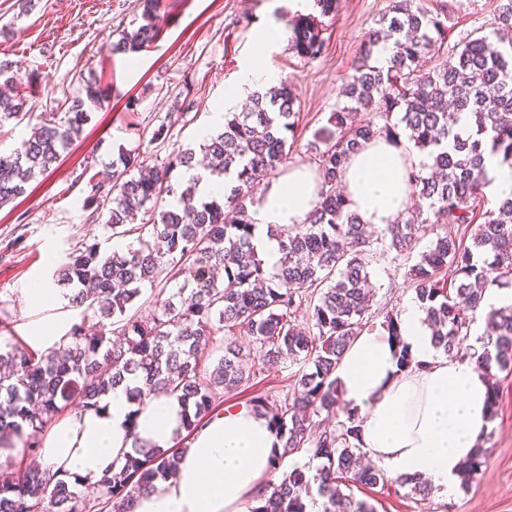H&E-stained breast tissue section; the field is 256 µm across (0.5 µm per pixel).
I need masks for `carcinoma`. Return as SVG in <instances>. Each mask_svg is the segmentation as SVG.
Listing matches in <instances>:
<instances>
[{
	"label": "carcinoma",
	"instance_id": "1",
	"mask_svg": "<svg viewBox=\"0 0 512 512\" xmlns=\"http://www.w3.org/2000/svg\"><path fill=\"white\" fill-rule=\"evenodd\" d=\"M140 4L145 24L124 33L114 50L136 53L157 36L154 0ZM495 13L492 31L464 37L425 72L420 59L448 33L447 5L428 13L415 0H393L392 15L368 33L345 78L346 102L317 133L325 145L317 167L321 188L307 222L272 229L282 252L274 272L252 244L249 207L266 180L288 169L297 99L287 81L253 95L250 111L225 113L223 131L202 145L199 159L187 151L149 162L128 156L112 165L109 182L78 176L82 206L106 216L112 238L132 241L109 255L97 243L85 244L58 270L57 282L71 289L69 304L84 308L67 341L40 354L16 343L0 348V451L11 461L10 453L24 448L17 463L0 471V512H131L133 494L167 480L181 451L133 441L123 465L99 479L91 499L65 478L27 463L43 447L48 424L70 407L98 408L123 385L138 406L151 393L165 392L191 408L183 422L190 437L223 412L224 395L250 388L255 365L284 361L299 366L293 391L280 401L254 395L248 405L268 418L283 441L274 465L301 453L318 465L311 475L293 468L272 492L257 493L250 512H309L314 491L322 512H377L353 492L387 483L363 462L355 415L346 412L337 430L313 433L316 419L336 415L341 404L334 373L367 320V267L376 255L374 240L337 183L350 155L378 137L395 140L407 131L414 147L432 158L427 170L408 175L427 217L420 224L386 225L380 241L391 262H404L430 227L477 224L471 243L438 235L408 268L436 348L459 354L487 288L512 287V197L476 212L487 187L485 152L512 163V0H496ZM389 40L393 53L380 68L372 64L374 48ZM290 41L300 57H317L323 38L315 17L297 16ZM101 101L100 90L89 83L85 96L64 101L56 121L33 118L18 93H0V127L36 120L11 158L0 159L1 207L50 172L90 119L86 104ZM198 165L219 178L232 177L229 193L203 196L195 180L179 178ZM146 287L157 290V305L144 321L130 310ZM303 307L305 326L296 323ZM486 319L492 333L468 357L490 375L494 416L500 398L495 371L512 372V306L491 310ZM385 328L400 347V367L410 366L394 316H386ZM219 333L223 355L207 369L204 355ZM395 483L423 500L433 491L419 478Z\"/></svg>",
	"mask_w": 512,
	"mask_h": 512
}]
</instances>
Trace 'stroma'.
I'll use <instances>...</instances> for the list:
<instances>
[{"mask_svg":"<svg viewBox=\"0 0 512 512\" xmlns=\"http://www.w3.org/2000/svg\"><path fill=\"white\" fill-rule=\"evenodd\" d=\"M447 2L446 45L476 31L490 32L494 0H416L436 10ZM392 0H340L336 15L322 18L325 44L313 60L300 57L289 41L257 49L260 27L290 33L297 10L292 0H156L155 40L137 53H113L123 32L142 23L139 0H35L23 11L20 0H0V62L28 75L21 95L34 114L50 113L58 100L80 95L86 84L105 97L57 168L33 181L25 193L0 207V345L28 341L46 325L64 335L81 318L63 296L35 304L27 284L51 283L52 274L75 247L100 243L104 252L120 247L102 220L82 207L81 172L103 173L119 152L165 157L172 149H198L200 132L215 123L225 90L245 65L272 69L291 83L300 119L294 130L291 168H315V132L326 126L339 102L343 78L351 73L366 33ZM181 112L167 140L152 142L170 113ZM16 249L6 244L14 237ZM406 265L374 257L368 266L372 286L368 329L401 312L416 298ZM297 365L285 362L257 371L253 386L226 396L243 404L260 393L283 398L293 388ZM498 415L486 434L488 459L468 485L450 498L395 495L380 488L360 489L377 501L378 512H512V375L501 380Z\"/></svg>","mask_w":512,"mask_h":512,"instance_id":"1","label":"stroma"}]
</instances>
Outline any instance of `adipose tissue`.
Returning a JSON list of instances; mask_svg holds the SVG:
<instances>
[{
  "label": "adipose tissue",
  "instance_id": "1",
  "mask_svg": "<svg viewBox=\"0 0 512 512\" xmlns=\"http://www.w3.org/2000/svg\"><path fill=\"white\" fill-rule=\"evenodd\" d=\"M279 80L272 70L243 69L224 93V110ZM428 160L411 153L403 137H381L352 154L342 185L360 222L382 228L403 213L408 173ZM317 192L316 174L297 168L251 207L252 243L268 268H277L282 257L271 226L303 223ZM425 317L417 301L398 316L411 368H401L398 342L375 329L347 347L335 377L345 407L359 416L362 450L388 477L425 479L448 498L459 488L463 463L490 427L488 382L474 361L435 348ZM182 417L176 398L158 396L138 408L119 387L99 408L69 414L46 437L39 462L47 472H66L70 482L93 483L130 450L133 439L171 447ZM281 448L268 419L250 406L226 411L195 431L173 479L136 495L132 512H247L246 502L272 475Z\"/></svg>",
  "mask_w": 512,
  "mask_h": 512
}]
</instances>
